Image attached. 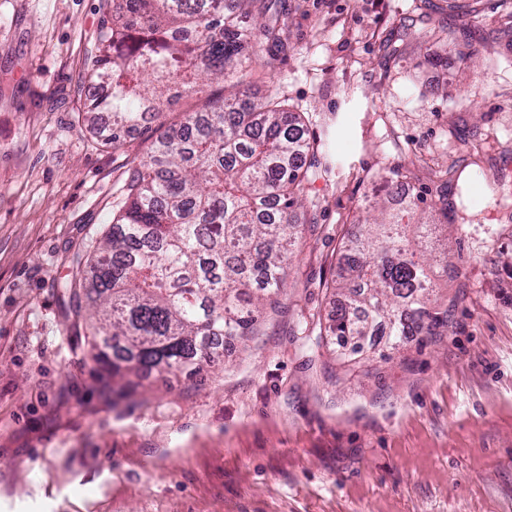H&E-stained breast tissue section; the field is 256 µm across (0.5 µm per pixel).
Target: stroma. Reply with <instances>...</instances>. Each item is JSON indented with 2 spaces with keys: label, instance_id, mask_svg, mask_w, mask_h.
<instances>
[{
  "label": "stroma",
  "instance_id": "obj_1",
  "mask_svg": "<svg viewBox=\"0 0 512 512\" xmlns=\"http://www.w3.org/2000/svg\"><path fill=\"white\" fill-rule=\"evenodd\" d=\"M433 2L284 0L288 47L264 83L314 152L284 307L199 373L115 401L57 285L123 209L134 162L205 97L113 146L75 112L101 0H0V512H512V206L494 193H512V46L495 36L512 4ZM417 155L447 170L449 204L484 197L448 240L447 335L386 361L304 352L343 241Z\"/></svg>",
  "mask_w": 512,
  "mask_h": 512
}]
</instances>
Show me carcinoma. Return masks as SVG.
I'll list each match as a JSON object with an SVG mask.
<instances>
[{
    "label": "carcinoma",
    "mask_w": 512,
    "mask_h": 512,
    "mask_svg": "<svg viewBox=\"0 0 512 512\" xmlns=\"http://www.w3.org/2000/svg\"><path fill=\"white\" fill-rule=\"evenodd\" d=\"M104 18L87 66L111 94L77 108L94 124L112 123V143L145 126L177 96L199 94L215 80L229 94L189 112L181 126L139 161L122 212L93 254L73 253L67 335L87 343L102 388L144 371L194 374L214 361L224 338L258 335L265 307L286 295L290 255L301 230L292 213L303 207L301 160L310 152L303 125L278 94L254 99L238 87L260 80L283 46L277 0H102ZM268 58H263L261 52ZM382 219L361 225L344 243L342 299L305 343L318 349L332 336L337 357L355 360L372 348L378 326L389 342L445 336L456 300L435 296V269L448 262L428 243L437 224H410L421 197L391 169ZM443 216L464 224L467 208Z\"/></svg>",
    "instance_id": "obj_1"
}]
</instances>
